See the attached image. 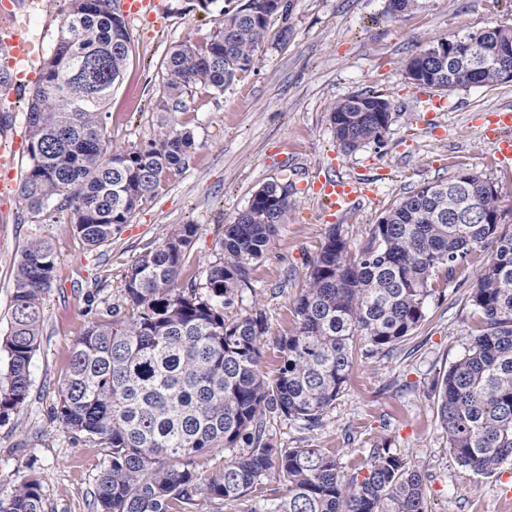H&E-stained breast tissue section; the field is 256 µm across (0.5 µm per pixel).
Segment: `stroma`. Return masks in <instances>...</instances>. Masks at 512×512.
Wrapping results in <instances>:
<instances>
[{"mask_svg":"<svg viewBox=\"0 0 512 512\" xmlns=\"http://www.w3.org/2000/svg\"><path fill=\"white\" fill-rule=\"evenodd\" d=\"M287 19H274L253 68L224 91L201 87L184 107L162 112L164 58L175 45L205 43L218 14L190 10L188 0H159L161 20L127 23L132 53L108 105L107 133L114 146L149 141L163 121L191 128L197 148L186 169L165 174L154 194L109 244L91 250L70 227L69 212L32 213L17 191L0 193V337L10 327L13 272L22 251L46 238L58 256L56 278L44 298L40 347L31 363L26 404L0 424V493L31 474L43 478L49 512H92L95 480L105 451L74 439L51 416L71 348L103 306L125 303V275L146 250L177 225L199 233L186 253L179 282L202 281L220 254L225 224L244 211L263 184L289 180L297 189L270 255L254 265L252 286L239 312L265 314L261 368L275 373V339L298 327L294 301L330 229L353 248L364 247L381 217L399 199L427 183L461 171L476 172L512 194V169L499 168L482 123L491 111L512 109V82L444 92L443 111L429 109L433 90L411 84L404 63L430 41L490 27L512 28V0H417L401 13L388 0H290ZM62 0H30L26 11L38 44L25 73L40 75L52 55ZM374 89L390 101L393 123L383 147L346 152L330 113L340 98ZM374 177L373 198L349 213L323 212L310 191L318 176ZM491 249H476L427 307L414 338L390 353L357 361L345 390L322 425L272 418L278 447L308 445L335 453L344 475L365 473L374 444L388 445L403 463L428 476L430 512H512V464L484 477L460 467L448 451L438 417L436 384L477 333L479 315L469 295Z\"/></svg>","mask_w":512,"mask_h":512,"instance_id":"35a3bbf8","label":"stroma"}]
</instances>
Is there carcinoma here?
Returning a JSON list of instances; mask_svg holds the SVG:
<instances>
[{
	"label": "carcinoma",
	"instance_id": "cac0c4a2",
	"mask_svg": "<svg viewBox=\"0 0 512 512\" xmlns=\"http://www.w3.org/2000/svg\"><path fill=\"white\" fill-rule=\"evenodd\" d=\"M58 42L30 94V165L19 187L29 210L70 213L90 248L117 235L161 178L188 165L191 130L164 125L155 139L128 149L107 140L106 106L126 69L131 39L113 0H64ZM218 13L201 46L180 45L164 61L162 112L201 86L224 91L250 69L272 18L288 0H191ZM476 40L512 67V28L438 39L413 54L424 80L440 90L501 83L494 67L449 55ZM389 100L356 92L336 102L330 121L345 150L382 146ZM293 183L269 182L224 225L222 256L202 283L178 286L183 257L199 227L181 224L125 275V305L109 306L71 349L53 418L68 433L105 449L94 491L96 512H198L257 500L263 512H429L426 474L384 445L371 449L367 474L347 478L322 448H279L267 435L271 415L313 428L345 389L362 357L388 352L421 327L435 275L453 277L476 248L493 247L469 295L479 333L442 376L439 419L457 464L493 476L512 464V231L499 217L502 192L475 172L427 183L391 207L372 241L352 251L331 231L296 302L293 334L277 342L279 366L267 376L260 359L266 319L235 310L251 287L253 263L270 254L288 223ZM57 255L46 239L23 250L13 278L12 320L0 347V422L26 402L30 366L40 345L43 296ZM214 448L234 456L216 471L202 459ZM283 488H268L272 476ZM43 481L30 476L0 512H46Z\"/></svg>",
	"mask_w": 512,
	"mask_h": 512
}]
</instances>
